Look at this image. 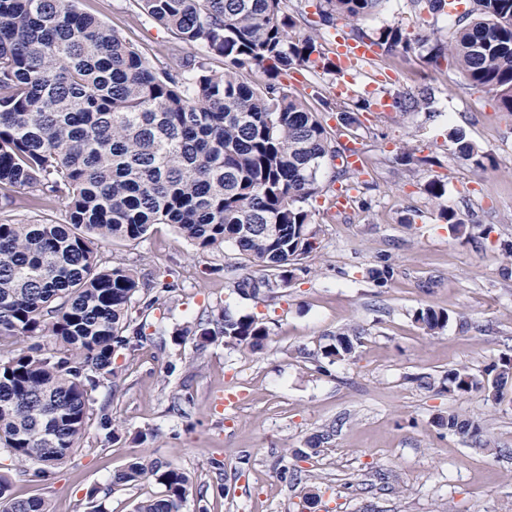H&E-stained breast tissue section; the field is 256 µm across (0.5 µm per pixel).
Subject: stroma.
Returning a JSON list of instances; mask_svg holds the SVG:
<instances>
[{"mask_svg":"<svg viewBox=\"0 0 512 512\" xmlns=\"http://www.w3.org/2000/svg\"><path fill=\"white\" fill-rule=\"evenodd\" d=\"M78 6L154 66L169 65L171 34L141 16L136 0ZM284 82L320 109L340 145L359 149V185L344 207L335 200L339 161L321 167L324 191L313 203L320 249L284 297L257 302L230 290L243 274L231 245L199 253L157 224L138 245L100 246L105 259L137 268L158 301L141 345L115 358L118 392L104 388L99 398L130 432L156 438L112 443L90 429L46 477L15 473L1 449L15 497L39 496L51 512H90L92 489L110 487L132 457L147 456L192 475L183 512H301L310 493L318 497L311 512H512V387L496 403L481 389L457 396L417 383L463 367L480 379L486 365L512 356V114L418 48L365 63L348 96L335 95L338 77L319 71ZM422 86L433 90L436 117L391 110L363 114L357 129L340 122L358 100ZM453 127L490 155L485 169L458 158ZM434 179L446 184L438 200L425 191ZM443 207L494 231L486 239L454 233L439 218ZM384 266L387 282L368 279L367 269ZM223 305L263 317L268 344L250 350L219 339L200 351L194 339L173 340L175 328ZM424 305L450 316L437 335L412 319ZM350 327L363 332L353 357L320 368L316 353ZM177 394L189 398L181 415L171 408ZM450 410L480 421L494 451L436 427L434 417ZM328 428V442L295 459Z\"/></svg>","mask_w":512,"mask_h":512,"instance_id":"obj_1","label":"stroma"}]
</instances>
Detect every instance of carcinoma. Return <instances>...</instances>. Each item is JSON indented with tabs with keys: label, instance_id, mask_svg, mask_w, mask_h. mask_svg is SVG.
Returning a JSON list of instances; mask_svg holds the SVG:
<instances>
[{
	"label": "carcinoma",
	"instance_id": "cac0c4a2",
	"mask_svg": "<svg viewBox=\"0 0 512 512\" xmlns=\"http://www.w3.org/2000/svg\"><path fill=\"white\" fill-rule=\"evenodd\" d=\"M143 13L175 39L179 64L156 68L105 23L79 11L75 0H0V214L25 191L26 204L44 210L65 203L67 220L28 224L0 218V447L36 474L70 455L91 427L117 442L123 432L108 405L94 416L97 394L117 378L113 358L146 336V321L129 313L141 290L137 272L110 265L89 237L126 246L155 224H168L193 247L234 245L263 274L240 276L234 291L253 299L288 286L298 263L318 249L315 211L318 174L339 153L318 111L284 84L296 69L338 75L313 32H302L284 0H137ZM383 0H316L319 25L350 27L354 41L378 55L406 54L413 46L427 60L455 66L467 84L512 112V0H474L472 12L451 15L455 0H411L419 12L452 17L448 40L435 22L416 32L399 23L368 33L361 22ZM194 50L183 55L185 48ZM221 57L224 70L210 61ZM257 67L263 78L243 75ZM425 89L394 98L392 107H428ZM363 100L343 113L360 127ZM459 158L484 167L486 154L460 128L448 131ZM415 323L430 335L443 330L447 312L426 306ZM204 348L221 336L233 347L262 348L270 331L255 313L227 307L172 332ZM361 332L336 334L322 351L333 363L355 353ZM485 372L496 400L512 383V358ZM421 385L468 394L480 382L466 369ZM437 425L490 448L480 423L450 411ZM153 479L158 496L133 512H182L192 478L169 463L136 457L112 479L134 488ZM0 512H49L38 496L14 497L0 474Z\"/></svg>",
	"mask_w": 512,
	"mask_h": 512
}]
</instances>
